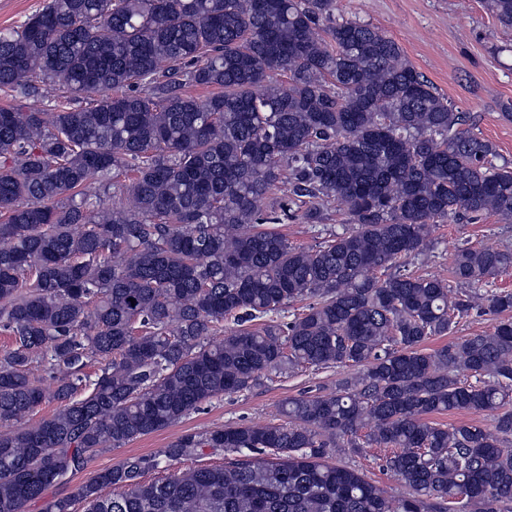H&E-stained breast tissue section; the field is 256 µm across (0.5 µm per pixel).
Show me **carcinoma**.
Instances as JSON below:
<instances>
[{
  "label": "carcinoma",
  "instance_id": "1",
  "mask_svg": "<svg viewBox=\"0 0 512 512\" xmlns=\"http://www.w3.org/2000/svg\"><path fill=\"white\" fill-rule=\"evenodd\" d=\"M512 28V0H487ZM336 0H47L0 30V512H512V293L476 298L396 264L433 227L512 223V167L463 129L392 37L333 20ZM288 75V86L274 74ZM90 107L45 111L33 80ZM190 87L214 89L201 100ZM289 185L278 210L260 203ZM350 227L312 248L262 224ZM512 251L461 247L450 278L478 286ZM314 302L285 324L258 316ZM473 311L493 333L445 336ZM238 329L215 339L226 319ZM100 364L74 399L81 370ZM56 375L50 391L33 374ZM350 366L336 389L291 399L278 425L224 426L131 456L45 498L97 453L165 429L289 367ZM487 412L440 426L428 416ZM366 433H361V430ZM389 448L391 499L327 462L337 445ZM219 468H181L206 449ZM272 450L276 461L255 457ZM149 471L161 476L142 481Z\"/></svg>",
  "mask_w": 512,
  "mask_h": 512
}]
</instances>
